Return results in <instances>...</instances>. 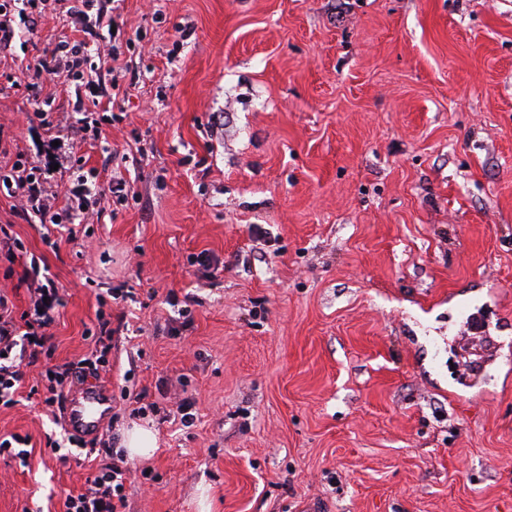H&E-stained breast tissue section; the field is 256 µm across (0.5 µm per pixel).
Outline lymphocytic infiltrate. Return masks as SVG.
Masks as SVG:
<instances>
[{
    "label": "lymphocytic infiltrate",
    "instance_id": "1",
    "mask_svg": "<svg viewBox=\"0 0 512 512\" xmlns=\"http://www.w3.org/2000/svg\"><path fill=\"white\" fill-rule=\"evenodd\" d=\"M47 0H0V47H11L20 29H36ZM95 6V16H88V6ZM113 0H71L67 9L73 21L72 35L60 41L50 54L27 64L29 80L11 87H25L31 108L29 119L43 129L49 140H63L68 146L66 161L76 170L74 182L58 179L54 170L28 154L15 153L9 167L0 170V193L12 199L13 220L39 222L55 228L85 223L89 213L98 210L102 195L95 191L96 169L86 166L77 152L85 132L94 141L103 138L102 128L111 124V115L92 118L85 102L101 105L104 98L124 91L123 69H111L109 81H102L93 59L92 48L105 40L115 26ZM73 91L77 117L64 124L55 109L58 86ZM12 220V222H13ZM0 225V262L14 264L25 244L12 226ZM30 304L15 312L5 293L0 292V405L10 406L22 386V365L38 367L47 406L62 405L76 381L98 375L109 365L112 348V321L97 312L90 335L92 348L87 357L75 363L53 361V335L50 331L63 300L47 267L31 263L26 275ZM124 470L118 464L99 468L78 490L65 496L61 512H118L124 501Z\"/></svg>",
    "mask_w": 512,
    "mask_h": 512
}]
</instances>
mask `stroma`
<instances>
[{"instance_id": "1", "label": "stroma", "mask_w": 512, "mask_h": 512, "mask_svg": "<svg viewBox=\"0 0 512 512\" xmlns=\"http://www.w3.org/2000/svg\"><path fill=\"white\" fill-rule=\"evenodd\" d=\"M127 94L83 145L134 199L76 240L17 222L64 305L57 363L121 330L93 459L0 406V512H57L132 424L122 512H512V0H119ZM70 32L49 0L25 58ZM22 92L11 151L36 154ZM218 256L202 272L190 258ZM127 290L99 306L98 294ZM189 309L182 318L181 309ZM194 403L192 426L178 405ZM122 445L131 458L147 459L158 448L157 433L147 426L133 424L124 431ZM30 437L28 435L12 434L9 438L0 439V456H6L15 461H19V465L26 466L27 458L30 451L25 449L28 447Z\"/></svg>"}]
</instances>
